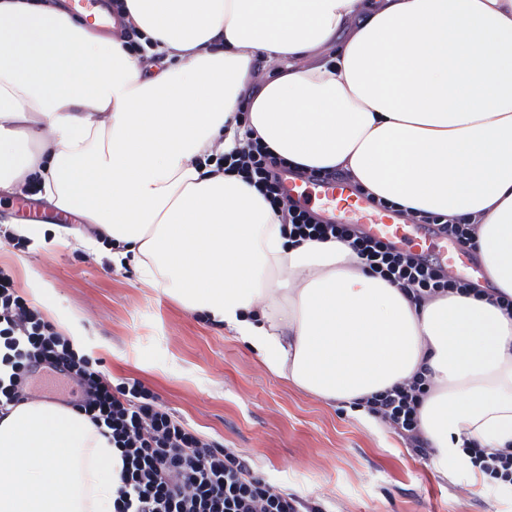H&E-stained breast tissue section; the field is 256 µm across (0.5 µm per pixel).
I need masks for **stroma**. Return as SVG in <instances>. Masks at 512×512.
<instances>
[{"label":"stroma","mask_w":512,"mask_h":512,"mask_svg":"<svg viewBox=\"0 0 512 512\" xmlns=\"http://www.w3.org/2000/svg\"><path fill=\"white\" fill-rule=\"evenodd\" d=\"M30 184L0 192V269L41 314L80 319L114 382L138 380L186 427L235 450L252 472L325 512H512V487L443 477L409 441L374 431L270 373L247 345L142 287L130 266L74 245L32 246L13 236Z\"/></svg>","instance_id":"stroma-1"}]
</instances>
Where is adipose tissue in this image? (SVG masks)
I'll return each mask as SVG.
<instances>
[{
    "label": "adipose tissue",
    "instance_id": "ef3b65f1",
    "mask_svg": "<svg viewBox=\"0 0 512 512\" xmlns=\"http://www.w3.org/2000/svg\"><path fill=\"white\" fill-rule=\"evenodd\" d=\"M104 35L0 0V190L45 197L138 280L350 407L420 374L432 468L512 449V0H124ZM334 46L322 58L324 46ZM270 63L259 74V62ZM409 216L474 225L494 295L417 302L336 240L292 242L219 157L250 139Z\"/></svg>",
    "mask_w": 512,
    "mask_h": 512
}]
</instances>
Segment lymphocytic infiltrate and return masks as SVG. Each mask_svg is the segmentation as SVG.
<instances>
[{
  "label": "lymphocytic infiltrate",
  "mask_w": 512,
  "mask_h": 512,
  "mask_svg": "<svg viewBox=\"0 0 512 512\" xmlns=\"http://www.w3.org/2000/svg\"><path fill=\"white\" fill-rule=\"evenodd\" d=\"M281 161L259 146L224 157V168L243 173L272 208L280 210L290 237L348 243L374 273L404 287L421 301L465 290L438 265L396 249L360 230L320 222L313 211L293 204L282 191ZM0 418L26 398L36 371L61 374L82 390L72 409L110 437L120 465L113 475V512H323L314 500L256 477L248 462L191 432L139 381L112 383L101 365L72 347L40 313L19 296L0 270ZM426 390L424 377L373 398L370 410L427 455L417 411ZM462 452L488 485H512V452H493L467 440Z\"/></svg>",
  "instance_id": "1"
}]
</instances>
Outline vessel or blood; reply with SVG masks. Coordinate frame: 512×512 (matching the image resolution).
I'll use <instances>...</instances> for the list:
<instances>
[{
    "mask_svg": "<svg viewBox=\"0 0 512 512\" xmlns=\"http://www.w3.org/2000/svg\"><path fill=\"white\" fill-rule=\"evenodd\" d=\"M284 186L293 203L316 206L322 222L335 223L345 218L363 225L365 232L383 241L411 249L417 254L438 252L445 267L456 268L459 250L438 244L436 235L427 226L409 227L400 224L392 213L374 210L356 188L347 181L314 184L298 175H287Z\"/></svg>",
    "mask_w": 512,
    "mask_h": 512,
    "instance_id": "obj_1",
    "label": "vessel or blood"
}]
</instances>
